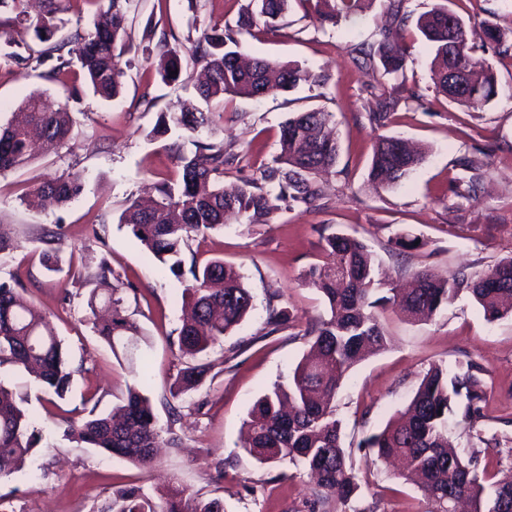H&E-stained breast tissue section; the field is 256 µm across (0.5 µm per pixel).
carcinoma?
Masks as SVG:
<instances>
[{
    "label": "carcinoma",
    "instance_id": "1",
    "mask_svg": "<svg viewBox=\"0 0 512 512\" xmlns=\"http://www.w3.org/2000/svg\"><path fill=\"white\" fill-rule=\"evenodd\" d=\"M112 13L108 21L94 31L75 32L60 42H51L56 25L51 14L33 22L40 40L48 47L23 55L12 51L5 58L19 66H40L55 61L50 76L66 72L76 58L85 80L103 98L119 96L124 71L116 51L126 46L127 6L129 0H110ZM290 0H249L235 24L214 25L204 31L191 47L179 40L162 36L155 44V69L164 81L170 72L182 70V58L189 55L206 71V81L199 88L205 100L219 97H260L290 91L302 83H319L321 78L297 62L253 58L241 62L245 36L251 34L256 17L271 21L285 15ZM363 0H316L330 10H316L320 23L358 14ZM418 35L430 50V72L435 89L448 101L479 109L498 96V81L487 61L471 56L475 44L491 47L500 53L512 49V30L485 21L475 28L463 17L448 9L447 0H437L432 8L416 20ZM363 63L381 65L386 75H402L409 59L408 48L389 41L380 34L372 44L352 48ZM27 119L22 124L0 129V173L17 169L31 161L45 143H63L69 136L73 119L67 106L53 108L39 95L24 102ZM332 114L320 110L298 112L282 126L280 152L273 165L261 171L257 179L243 181L231 189L222 185L224 173L235 155L222 142L196 141L190 155L177 156L180 180L155 186L158 199L151 207L131 201L119 216L140 244L174 275L189 273L185 301L189 314L177 338L183 357L196 358L230 334L253 308V296L243 283L239 270L213 259L204 265L191 261L184 269L183 256L190 241L214 230H221L231 218L247 224H264L288 207L314 210L323 198L318 182L320 173L336 165L339 145L325 133ZM211 123V113L191 104L174 115L160 114L152 135L161 137L172 128L197 132ZM396 136L383 135L374 142L366 184L374 191L398 186L419 163L421 157L408 148H398ZM83 190L79 175L68 173L43 183L28 204L44 198L66 204ZM57 232L48 230L42 242L40 259L50 272L57 271V256L52 242ZM21 247L15 230L0 224V253ZM323 260L309 268L304 276L307 285L324 298L329 318L308 325L304 335L311 339L312 354L302 358L288 385H274L251 409L246 426L247 453L261 463L288 460L309 469L319 477L317 501L313 506L326 507L328 494H337L342 505L338 512H373L370 504H354L360 486L347 463L341 440V425L336 418L333 399L351 366L368 354L382 350L386 336L377 309L391 305L405 316L417 319L432 316L460 293H468L490 321L512 316V257L500 260L487 271L457 272L442 275L429 269L413 274V286L394 285L381 291L375 288L377 258L356 237L332 232L321 245ZM116 284L106 293L91 290L87 299L89 320L95 333L115 347L126 336L139 335L137 325L125 314L120 296L123 281L114 275L102 259L94 268L73 277L81 286L89 281ZM383 295L376 296V293ZM293 322L288 310L268 308L266 334L279 332ZM23 369L42 386L44 392L62 399L69 391L74 369L68 354L40 314L26 297L20 281H0V366ZM211 366L186 363L171 384L174 398L193 390L205 381ZM488 387L483 370L471 362H460L452 369L432 365L424 374L406 412L390 420L378 433L365 438L360 447L378 458H402L422 479V491L431 503L429 512H448L452 500L468 498L473 512H512V465L506 473L486 485L478 472L483 451L494 452L499 459H512V447H500V441L485 439L476 429L484 417ZM0 383V476L20 471L39 441L23 403ZM454 412L468 429L469 439L485 448L469 454L448 445V414ZM64 437L85 444L102 453L121 457L139 467L154 459L159 447L160 430L149 397L128 389L119 412L97 414L70 423ZM108 512H224L220 498L188 495L178 484L167 487L156 503L141 488L119 490Z\"/></svg>",
    "mask_w": 512,
    "mask_h": 512
}]
</instances>
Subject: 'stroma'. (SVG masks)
I'll return each instance as SVG.
<instances>
[{
	"mask_svg": "<svg viewBox=\"0 0 512 512\" xmlns=\"http://www.w3.org/2000/svg\"><path fill=\"white\" fill-rule=\"evenodd\" d=\"M248 0H132L127 12L130 51L120 58L123 91L103 99L87 90L78 69L54 78L46 67L0 64V126L14 122L22 102L41 94L50 104L67 103L73 127L67 141L44 150L28 164L0 175V224L21 232L22 246L0 254V278H16L64 342L75 369L65 399L41 391L25 371L0 367V381L27 396V409L42 440L24 471L0 478V512H102L116 491L136 486L158 496L177 482L190 493L218 497L224 512H299L313 498L314 480L289 461L263 464L243 449L244 423L255 400L275 383H288L308 351L302 332L327 318L319 293L303 282L321 260L320 237L341 232L362 240L377 256L387 276L408 278L430 268L450 275L481 271L512 256V53L477 49L476 58L492 64L501 93L479 110L450 103L435 90L426 45L414 39L413 20L434 0H407L412 17L394 29L410 57L403 78L360 66L351 45L374 40L388 23V0H366L358 16L336 25H320L314 4L292 3L274 30L258 22L246 51L253 57L296 61L325 76L320 85L303 84L291 92L258 99L220 98L207 109L210 129L193 136L176 131L162 138L150 132L160 114L198 103L194 84L199 65H188L178 80L162 82L146 61L147 30L198 39L213 25L235 23ZM55 7L57 39L74 30L93 31L109 0H28L30 15ZM448 6L472 25L490 20L512 27V0H449ZM393 89V116L387 126L371 124L378 109L379 87ZM153 98L144 109L143 97ZM320 109L332 113L339 159L326 177L320 210L281 209L267 223L237 221L223 231L194 241L197 262L221 258L235 266L253 295V309L235 332L214 345L205 360L212 369L199 389L172 398L169 387L183 361L176 347L182 327L183 292L188 277H178L145 252L118 217L128 199L149 197L162 181L178 180V154L194 150V140L223 143L238 159L224 175L225 185L258 176L279 152L280 129L290 113ZM407 139L424 158L391 191L366 185L372 147L378 135ZM481 164L482 191L459 197L464 172L459 158ZM64 173L79 174L83 190L66 205L28 206L26 198L42 183ZM60 228L59 272L39 261L47 228ZM406 231L421 239L420 248L397 252L392 239ZM106 259L128 285L123 295L128 313L148 338L146 362L129 361L93 332L85 296L63 302L70 287L67 269H79L82 252ZM290 311L292 333H262L269 301ZM388 344L354 365L336 399L343 447L361 497L377 512H427L423 491L406 480L399 465L377 459L362 448L413 398L432 364L473 362L489 385L485 438L512 439V317L491 322L460 294L428 320L399 311L380 313ZM146 394L157 426L173 429L177 445L159 448L151 467L69 442L70 421L91 408L111 410L128 389Z\"/></svg>",
	"mask_w": 512,
	"mask_h": 512,
	"instance_id": "35a3bbf8",
	"label": "stroma"
}]
</instances>
